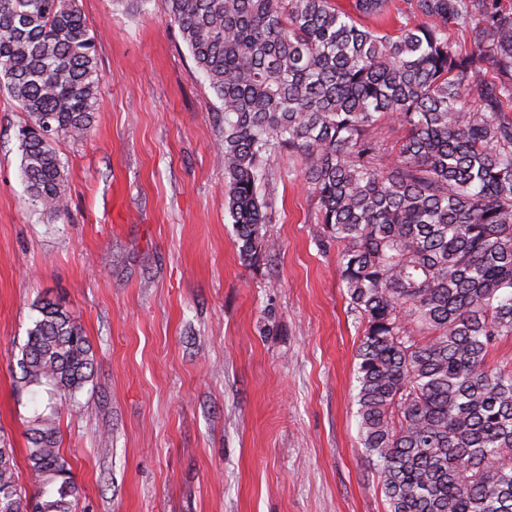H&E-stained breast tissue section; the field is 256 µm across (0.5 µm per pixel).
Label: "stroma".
I'll return each mask as SVG.
<instances>
[{
  "label": "stroma",
  "mask_w": 512,
  "mask_h": 512,
  "mask_svg": "<svg viewBox=\"0 0 512 512\" xmlns=\"http://www.w3.org/2000/svg\"><path fill=\"white\" fill-rule=\"evenodd\" d=\"M103 77L91 135L65 140L67 211L32 206L27 121L0 91V439L27 484L33 408L14 359L43 300L96 359L61 416L74 512H386L359 440L361 325L317 199L279 154L259 192L276 243L245 266L224 208L221 104L168 20L78 0Z\"/></svg>",
  "instance_id": "35a3bbf8"
}]
</instances>
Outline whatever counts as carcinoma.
Listing matches in <instances>:
<instances>
[{
  "instance_id": "1",
  "label": "carcinoma",
  "mask_w": 512,
  "mask_h": 512,
  "mask_svg": "<svg viewBox=\"0 0 512 512\" xmlns=\"http://www.w3.org/2000/svg\"><path fill=\"white\" fill-rule=\"evenodd\" d=\"M221 102L225 210L241 260L275 243L257 183L283 151L317 198L361 325L357 415L387 512H512V4L407 0L398 28L363 25L388 0H166ZM457 30L461 45L448 36ZM95 33L77 0H0V87L26 112L21 172L33 205L67 209L58 142L99 106ZM480 104L470 105L471 96ZM398 126L391 152L383 121ZM16 365L31 394L25 458L0 444V512H72L61 451L95 356L43 302Z\"/></svg>"
}]
</instances>
